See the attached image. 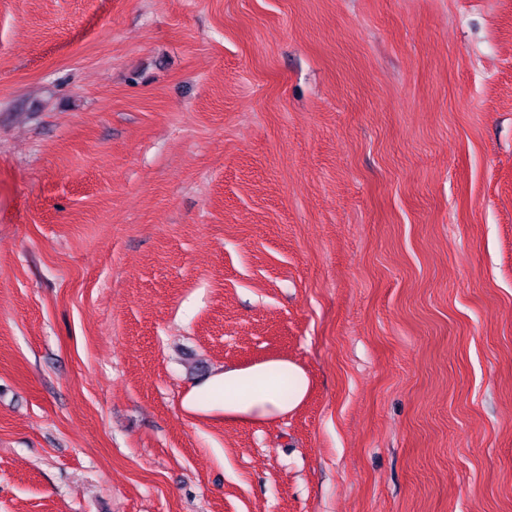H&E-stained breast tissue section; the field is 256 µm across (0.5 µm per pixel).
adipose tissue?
<instances>
[{
	"mask_svg": "<svg viewBox=\"0 0 512 512\" xmlns=\"http://www.w3.org/2000/svg\"><path fill=\"white\" fill-rule=\"evenodd\" d=\"M310 386L308 374L297 363L264 360L206 376L185 394L181 408L191 418L262 423L293 411Z\"/></svg>",
	"mask_w": 512,
	"mask_h": 512,
	"instance_id": "ef3b65f1",
	"label": "adipose tissue"
}]
</instances>
